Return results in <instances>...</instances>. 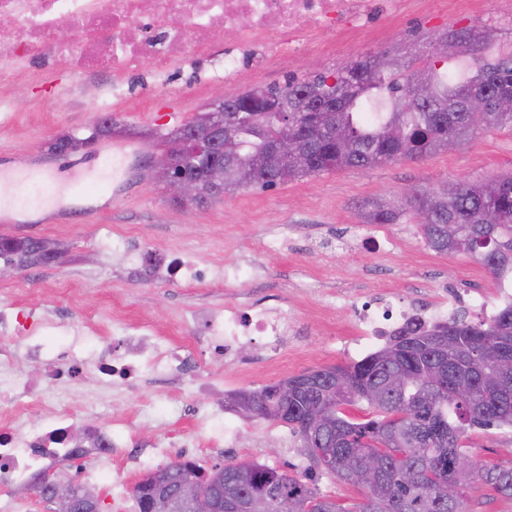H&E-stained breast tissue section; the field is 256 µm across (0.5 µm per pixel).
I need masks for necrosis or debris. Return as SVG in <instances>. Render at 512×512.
Returning <instances> with one entry per match:
<instances>
[{
    "instance_id": "4bbe7bcc",
    "label": "necrosis or debris",
    "mask_w": 512,
    "mask_h": 512,
    "mask_svg": "<svg viewBox=\"0 0 512 512\" xmlns=\"http://www.w3.org/2000/svg\"><path fill=\"white\" fill-rule=\"evenodd\" d=\"M434 4L435 0H0V52L28 63L50 55L81 75H114L147 61L169 71L186 55L207 53V33L222 25L236 34L235 48L224 52V75L232 78L255 63L266 68L281 55L321 49V36L351 37L376 14L425 12ZM62 28L73 30V37L59 40ZM417 313V308L385 296L363 303L354 310L361 333L354 352L374 348L395 319ZM206 326L209 347L228 364L258 335L267 338L268 361L276 363L281 344L296 331L286 311L230 304L209 317ZM51 330V324H29L14 306L0 305V369L12 364L20 351L38 366L32 377L0 372V491L26 485L35 468L58 460L99 461L121 453L124 443L117 431L94 427L73 437L72 410L63 401L56 402L52 417L42 426L15 433L13 418L41 406L46 389L78 380L89 367L109 385L132 381L146 365L171 377L191 368L182 348L160 347L147 333L124 337L121 349L106 348L90 359L77 338L49 346Z\"/></svg>"
}]
</instances>
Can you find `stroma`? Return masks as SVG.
Here are the masks:
<instances>
[{"instance_id": "1", "label": "stroma", "mask_w": 512, "mask_h": 512, "mask_svg": "<svg viewBox=\"0 0 512 512\" xmlns=\"http://www.w3.org/2000/svg\"><path fill=\"white\" fill-rule=\"evenodd\" d=\"M447 2L443 9L380 21L332 53L284 60L235 78L224 75V51L235 45L229 33L211 41L209 54L189 57L170 72L146 65L103 79L78 75L48 56L0 85V173H47L62 184L52 207L38 218L22 219L7 210L0 235L56 240L68 249L62 264L0 279V304L59 322L54 339L83 337L91 356L145 326L160 345L184 347L195 365L194 373L172 378L147 368L134 383L112 387L90 371L76 394L58 387L48 391V398L72 401L74 424L90 414L103 428L115 420L127 422L125 435L134 459L100 461L96 482L81 459L53 470L64 481L95 482L101 512H114L113 498L132 500L139 478L178 460L179 444L188 439L196 445L197 464L206 469L257 461L304 474L309 462L296 436L269 454L271 439L284 430L277 423L237 418L236 443L211 446V425L224 421L227 392L350 363L343 347L356 334L353 309L377 292L403 304L428 306L447 303L455 291L493 300L496 279L466 255L429 249L414 216L404 214L396 224H365L358 205L410 187L482 181L512 171V127L421 161L338 170L267 190L227 194L191 219L169 201L162 184L141 179L139 169H122L99 183L98 149L55 155L50 144L68 134L89 135L105 108L116 122L108 145L137 149L147 160L160 150L157 134L191 121L227 90L281 86L291 77L326 71L369 52H401L411 42L425 46L449 28H492L495 41L486 56L512 49V5L507 0H493L480 13L468 10L464 0ZM77 178L88 180V187L70 189ZM116 191L123 196L117 205L112 202ZM116 239L147 255L190 256L208 276L191 284L165 278L147 263H130L113 251ZM228 264L241 268L237 280H225ZM229 302L277 305L294 315L300 337L283 346L279 365L265 364L266 345L260 338L247 345L242 365L211 358L194 313ZM175 401L190 409L178 421L167 415ZM466 443L474 462H512L511 430H478L469 433Z\"/></svg>"}]
</instances>
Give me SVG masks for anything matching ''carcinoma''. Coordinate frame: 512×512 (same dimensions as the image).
I'll return each mask as SVG.
<instances>
[{"instance_id": "carcinoma-1", "label": "carcinoma", "mask_w": 512, "mask_h": 512, "mask_svg": "<svg viewBox=\"0 0 512 512\" xmlns=\"http://www.w3.org/2000/svg\"><path fill=\"white\" fill-rule=\"evenodd\" d=\"M491 33L452 28L435 36L447 49L415 60L387 51L367 53L351 70L312 72L267 92L288 100V114L277 120L253 113L236 152L210 166L187 158L183 128L205 120L224 127L242 125L243 108L223 102L212 112L160 135L177 169L200 182L201 202L241 189H269L303 178L348 168H373L422 159L448 151V143H469L479 134L512 126V110L497 98L512 89V49L494 60L474 59L461 74L448 62L487 47ZM486 101L483 112L469 111L470 99ZM376 107L368 124L364 112ZM300 133L310 163L295 166L270 149L281 123ZM412 211L426 245L438 254H466L497 280L512 273V172L483 182H457L438 191L409 196H378L359 205L364 224H396ZM461 233L448 237V225ZM28 267L46 265L41 240L1 236L0 260ZM277 384L238 390L250 402L247 418L291 428L309 461L310 474L294 475L255 461L230 462L208 471L217 475L224 499L275 512L286 497L296 512H471L473 493L491 490L512 500V465L468 460L467 433L492 427L512 430V305L477 324L465 316L427 322L414 317L389 334L386 345L347 365L311 369L288 377V392L274 398ZM336 397L328 423L311 425L309 415L321 396ZM364 404L372 417L354 420L347 410ZM157 471L191 482L203 472L192 461L177 460ZM325 473L362 491L349 508L322 494L311 475ZM454 478L457 498L436 492Z\"/></svg>"}]
</instances>
